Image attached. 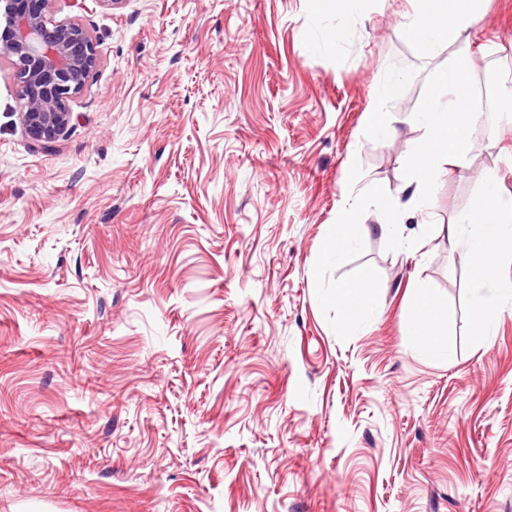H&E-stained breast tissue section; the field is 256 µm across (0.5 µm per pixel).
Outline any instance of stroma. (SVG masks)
<instances>
[{"label":"stroma","instance_id":"stroma-1","mask_svg":"<svg viewBox=\"0 0 512 512\" xmlns=\"http://www.w3.org/2000/svg\"><path fill=\"white\" fill-rule=\"evenodd\" d=\"M406 6L53 0L100 63L49 150L0 65V512H512V302L477 333L494 288L447 228L487 176L512 197V129L473 136L406 222L421 250L373 233L325 257L355 185L399 193L452 55L409 40ZM463 40L492 113L512 0ZM386 72L395 131L371 140ZM364 269L350 319L330 298ZM418 288L455 308L451 358L411 340ZM402 85V79L394 73L386 74L378 84L362 117L364 131L370 138H386L393 133L388 119V104L399 96Z\"/></svg>","mask_w":512,"mask_h":512}]
</instances>
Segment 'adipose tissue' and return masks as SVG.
I'll return each instance as SVG.
<instances>
[{
	"instance_id": "adipose-tissue-1",
	"label": "adipose tissue",
	"mask_w": 512,
	"mask_h": 512,
	"mask_svg": "<svg viewBox=\"0 0 512 512\" xmlns=\"http://www.w3.org/2000/svg\"><path fill=\"white\" fill-rule=\"evenodd\" d=\"M410 9L403 16L409 38L424 52L448 46L454 54L440 70L430 98L410 119L420 137L408 151L406 182L397 195H388L373 187L364 188L361 198L345 203L336 214V222L326 235L328 258H336L353 242L378 233L387 238L400 235L406 211L427 215L432 187L450 167L463 166L464 146L474 134L468 76V52L461 46L463 32L478 25L483 14V0H408ZM403 81L386 74L365 110L362 124L367 136L389 137L393 129L388 105L402 90ZM369 200L381 216L379 224L369 226L360 220L362 200ZM450 233H468L467 265L479 280L488 279L499 258L512 253V199L504 200L496 180H488L482 197L467 212L458 215L448 227ZM411 334L420 352L430 358L452 354L448 324L454 316L451 306L440 304L420 288L414 294Z\"/></svg>"
}]
</instances>
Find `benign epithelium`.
<instances>
[{
    "label": "benign epithelium",
    "mask_w": 512,
    "mask_h": 512,
    "mask_svg": "<svg viewBox=\"0 0 512 512\" xmlns=\"http://www.w3.org/2000/svg\"><path fill=\"white\" fill-rule=\"evenodd\" d=\"M0 1V56L26 90L20 122L35 146L50 149L71 125L70 99L99 64L98 43L81 24L53 19L52 0Z\"/></svg>",
    "instance_id": "benign-epithelium-1"
}]
</instances>
